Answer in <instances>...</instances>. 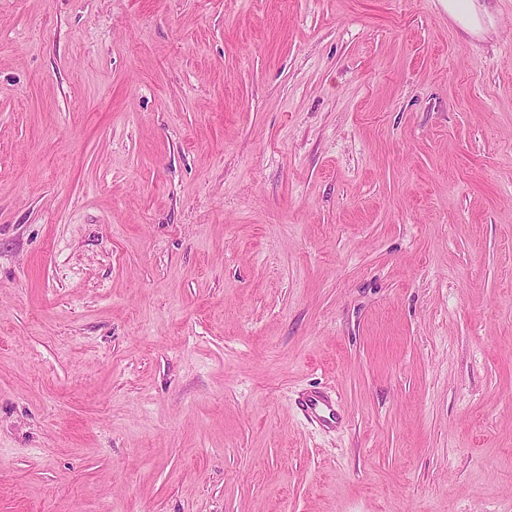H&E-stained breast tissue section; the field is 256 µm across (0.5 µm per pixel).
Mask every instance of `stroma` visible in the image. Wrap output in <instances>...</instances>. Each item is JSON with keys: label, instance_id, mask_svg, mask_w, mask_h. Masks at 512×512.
Listing matches in <instances>:
<instances>
[{"label": "stroma", "instance_id": "stroma-1", "mask_svg": "<svg viewBox=\"0 0 512 512\" xmlns=\"http://www.w3.org/2000/svg\"><path fill=\"white\" fill-rule=\"evenodd\" d=\"M479 2L0 0V512H512ZM472 1L464 0L463 6L460 7L456 0H448V13L458 20L467 32L480 26L479 13ZM301 410L310 418H315L323 423L336 422V408L327 397L320 393L308 395L301 403Z\"/></svg>", "mask_w": 512, "mask_h": 512}]
</instances>
